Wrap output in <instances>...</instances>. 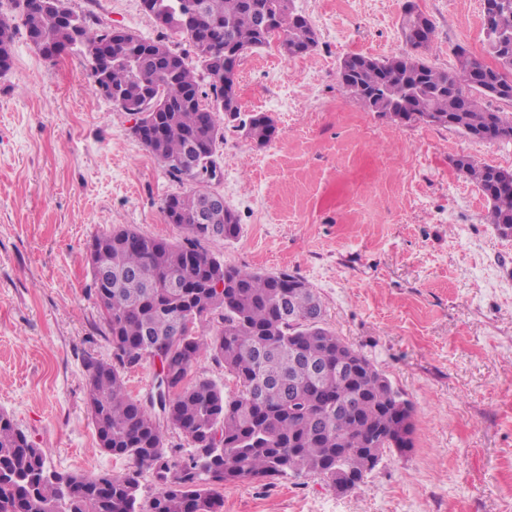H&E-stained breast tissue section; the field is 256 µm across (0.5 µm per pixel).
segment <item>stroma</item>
I'll return each instance as SVG.
<instances>
[{"label":"stroma","instance_id":"35a3bbf8","mask_svg":"<svg viewBox=\"0 0 512 512\" xmlns=\"http://www.w3.org/2000/svg\"><path fill=\"white\" fill-rule=\"evenodd\" d=\"M405 2L293 0L316 46L240 64L243 112L270 116L275 133L260 147L225 127L216 189L239 231L204 246L226 265L307 281L326 326L412 402L414 447L384 454L344 494L311 475L226 485L223 512H512V237L488 224L485 198L454 167L468 155L512 170V141L392 120L339 81L346 55L406 50ZM413 2L435 24L426 63L453 68L461 47L487 59L484 0ZM71 5L158 34L140 0ZM132 124L96 94L84 55L47 60L17 30L0 75V412L59 473L131 468L100 449L87 410L82 360L112 354L88 245L119 225L184 237L162 212L184 186Z\"/></svg>","mask_w":512,"mask_h":512}]
</instances>
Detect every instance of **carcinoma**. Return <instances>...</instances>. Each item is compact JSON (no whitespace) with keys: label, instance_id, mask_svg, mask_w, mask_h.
Listing matches in <instances>:
<instances>
[{"label":"carcinoma","instance_id":"carcinoma-1","mask_svg":"<svg viewBox=\"0 0 512 512\" xmlns=\"http://www.w3.org/2000/svg\"><path fill=\"white\" fill-rule=\"evenodd\" d=\"M169 16L154 40L132 33L130 52L107 56L112 29L90 15L71 10L67 0H11V15L0 14V73L11 66V46L19 19L34 46L71 49L91 61L96 92L121 97L115 109L139 112L148 98L163 104L142 113L144 127L159 126L157 139L142 144L173 178L189 188L167 197L163 212L177 218L183 242L169 243L122 227L96 236L103 274L91 269L94 296L112 345L102 361L87 355L86 403L99 447L128 458L133 469L124 476L104 473L49 472L46 455L6 414L0 413V512H222L219 489L250 481L268 485L287 475L308 474L326 480L344 494L370 472L362 454L375 450L400 454L413 447L412 403L359 351L323 322L322 303L298 276L270 275L226 266L201 241L228 240L239 222L229 208L198 220L204 198L202 171L183 161L200 158L198 132L206 130V154L224 138L217 116L240 121L259 145L271 142L273 120L262 113L240 119L224 112L226 91L236 72L219 71L193 29H179L176 11L186 0H155ZM195 23L224 27V56L243 58L275 39L285 59L314 47L307 43L311 24L294 13L293 0H194ZM487 50L496 61L512 59V0H495ZM407 6L403 34L410 50L375 58L349 54L339 78L345 94L370 112L404 111L403 120L453 128L485 142L512 132V115L483 106L488 97L512 102L497 89L500 70L460 54L456 68L428 65L419 51L432 40L414 43ZM272 15L279 23L261 26ZM185 36L194 60L167 44V32ZM456 169L473 181L489 204L487 219L500 234L512 236V171L456 159ZM188 284L171 294L165 284ZM224 285L217 292V283ZM209 328L204 336L202 329ZM224 364L238 392L229 396L211 380L186 382L200 356ZM159 359L156 391L144 402L127 393L124 373ZM180 430L195 452L173 460L160 421ZM152 471L157 494L139 498L142 468Z\"/></svg>","mask_w":512,"mask_h":512}]
</instances>
